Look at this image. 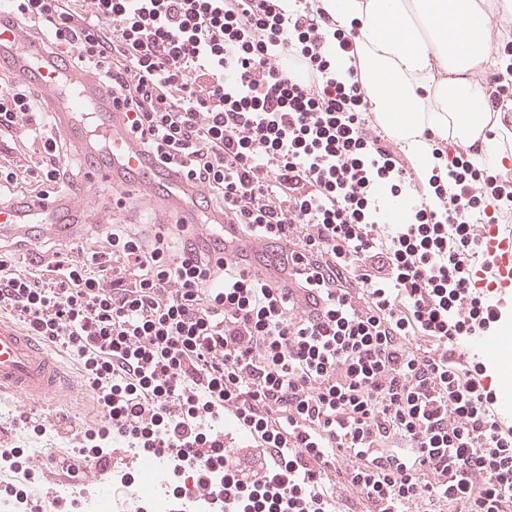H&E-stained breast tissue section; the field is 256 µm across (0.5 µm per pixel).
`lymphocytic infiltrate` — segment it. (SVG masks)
Segmentation results:
<instances>
[{"instance_id": "1", "label": "lymphocytic infiltrate", "mask_w": 512, "mask_h": 512, "mask_svg": "<svg viewBox=\"0 0 512 512\" xmlns=\"http://www.w3.org/2000/svg\"><path fill=\"white\" fill-rule=\"evenodd\" d=\"M27 44L112 90L163 191L202 210L153 237L101 215L84 247L18 266L0 252V312L77 360L103 413L78 446L168 457L216 512H512V423L462 344L491 323L470 273L485 225L512 222V173L479 143L432 135V168L381 130L355 29L327 0H5ZM505 69L476 75L512 112ZM349 62L345 77L334 53ZM28 69L0 72V192H76L112 146L77 151ZM413 195L385 233L379 194ZM236 226L253 250L224 252ZM280 268L305 290L263 276Z\"/></svg>"}]
</instances>
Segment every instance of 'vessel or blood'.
<instances>
[{"instance_id": "obj_1", "label": "vessel or blood", "mask_w": 512, "mask_h": 512, "mask_svg": "<svg viewBox=\"0 0 512 512\" xmlns=\"http://www.w3.org/2000/svg\"><path fill=\"white\" fill-rule=\"evenodd\" d=\"M21 54L28 60L40 90L50 99L57 124L78 129L80 119L90 104L103 106L99 130L112 140V163L88 172L92 187L112 186L120 174L132 170L145 172L149 161L139 154L127 137L119 113L108 111L110 93L89 78L65 69L60 61L45 58L41 52L24 46L21 35L13 29H0V57ZM71 207L67 197L43 201L32 210L14 213L0 210V234L22 230L24 225H41L44 236L69 234L63 222ZM485 261L475 268L471 281L475 288L502 303L512 300V228L485 225L483 234ZM512 330V321L500 320L498 333L477 337L475 348L485 362L493 365L512 362V352L498 349V335ZM61 371L53 357L14 324L0 319V393L7 392L30 404H44L59 397Z\"/></svg>"}]
</instances>
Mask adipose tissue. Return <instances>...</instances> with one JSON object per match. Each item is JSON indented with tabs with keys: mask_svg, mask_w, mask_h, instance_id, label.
<instances>
[{
	"mask_svg": "<svg viewBox=\"0 0 512 512\" xmlns=\"http://www.w3.org/2000/svg\"><path fill=\"white\" fill-rule=\"evenodd\" d=\"M328 8L357 28L367 100L421 166L433 162L425 128L479 134L485 89L467 78L491 51L479 0H329Z\"/></svg>",
	"mask_w": 512,
	"mask_h": 512,
	"instance_id": "obj_1",
	"label": "adipose tissue"
}]
</instances>
